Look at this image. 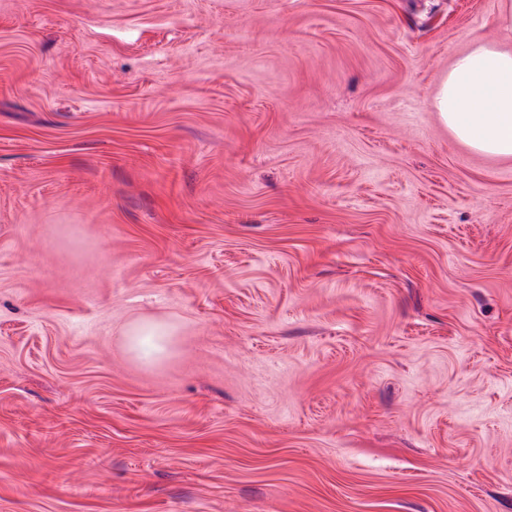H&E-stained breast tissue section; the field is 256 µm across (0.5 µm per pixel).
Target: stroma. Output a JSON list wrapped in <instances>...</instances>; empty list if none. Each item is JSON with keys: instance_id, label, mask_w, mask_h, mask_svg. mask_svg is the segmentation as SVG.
Segmentation results:
<instances>
[{"instance_id": "35a3bbf8", "label": "stroma", "mask_w": 512, "mask_h": 512, "mask_svg": "<svg viewBox=\"0 0 512 512\" xmlns=\"http://www.w3.org/2000/svg\"><path fill=\"white\" fill-rule=\"evenodd\" d=\"M500 7L0 0V512H512ZM433 107L459 141L512 160V46L474 41L441 79ZM124 336L131 353L147 363H155L172 352L176 331L165 321L144 318L128 328Z\"/></svg>"}]
</instances>
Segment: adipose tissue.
Here are the masks:
<instances>
[{
    "mask_svg": "<svg viewBox=\"0 0 512 512\" xmlns=\"http://www.w3.org/2000/svg\"><path fill=\"white\" fill-rule=\"evenodd\" d=\"M442 123L476 152L512 160V46L476 41L450 66L433 97ZM174 327L145 318L125 333L128 350L155 363L174 347Z\"/></svg>",
    "mask_w": 512,
    "mask_h": 512,
    "instance_id": "1",
    "label": "adipose tissue"
}]
</instances>
